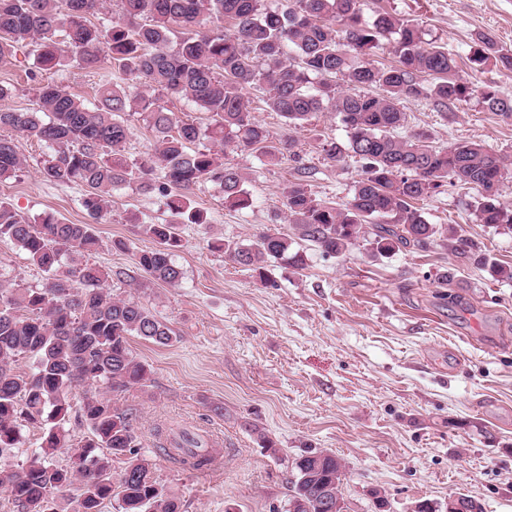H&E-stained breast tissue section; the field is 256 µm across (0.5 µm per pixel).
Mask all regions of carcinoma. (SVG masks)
Segmentation results:
<instances>
[{"mask_svg":"<svg viewBox=\"0 0 512 512\" xmlns=\"http://www.w3.org/2000/svg\"><path fill=\"white\" fill-rule=\"evenodd\" d=\"M108 2L0 0V60L23 50L39 70L70 63L99 70L107 56L143 87L133 91L114 83L107 69L93 106L41 83L34 108L0 109V180L24 163L17 138H34L47 149L44 177L83 186L81 205L91 218L110 214L112 190L127 185L164 197L181 222L205 224L207 214L195 201L203 183L216 186L233 209L253 204L242 170L222 161V154L254 150L273 162L286 149L249 110L244 91L256 88L290 126L319 112L336 113L348 140L324 144V159L341 163L350 155L362 167L342 203L317 199L302 178L288 183L284 214L295 236L267 230L249 244H211L259 279L274 261L303 267L299 240L326 256H339L360 239L380 256L426 245L436 235L435 225L415 203L446 181L477 192V223L512 231V206L500 201L504 156L473 142L441 148L427 144L422 132L398 135L405 122L398 107L403 98L431 96L448 110L476 98L487 110L512 118V97L493 82L478 85L456 77V60L447 48L426 40L420 25L388 12L368 24L360 0H286L280 11L261 10V0H118L126 20L94 23ZM141 16L148 22L132 23ZM226 17L235 22L231 35L220 29ZM386 40L396 64L380 67L371 57ZM469 62L511 71L512 51L481 34ZM336 77L351 89L336 90ZM428 77L434 79L430 89ZM156 91L193 102L213 123L202 129L181 120L158 102ZM128 112L138 113L153 134L150 152L139 159L125 151L131 137ZM205 139L218 149L204 145ZM144 232L154 245L136 253V269L148 279L177 284L181 272L174 255L181 239L174 225L146 224ZM446 239L463 255L475 251L452 225ZM3 240L24 251L47 278L43 287L30 289L0 274V457L22 447L26 425L43 428L41 446L26 462L0 471V487L21 512H60L58 496L76 480L81 494L68 503L70 512H99L114 492L121 512H180L179 497L159 482L154 464L139 452L136 416L112 407L110 398L148 380L149 369L134 354L131 338L166 346L172 329L140 301L105 291L106 274L85 260L99 246L93 225L69 223L53 213L31 223L0 201ZM479 262L494 278L512 280L511 266L485 257ZM21 359L32 360L28 370H17ZM79 390L83 396L75 407ZM72 417L90 430L77 443L68 428ZM213 447L209 436L177 427L168 430L158 451L199 471L213 464ZM59 448L70 453L66 468L46 463ZM116 459L123 468L114 483ZM293 464L296 473L312 478L290 490L312 501L321 487L343 484L344 467L331 453H307Z\"/></svg>","mask_w":512,"mask_h":512,"instance_id":"cac0c4a2","label":"carcinoma"}]
</instances>
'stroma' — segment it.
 I'll use <instances>...</instances> for the list:
<instances>
[{
    "label": "stroma",
    "instance_id": "stroma-1",
    "mask_svg": "<svg viewBox=\"0 0 512 512\" xmlns=\"http://www.w3.org/2000/svg\"><path fill=\"white\" fill-rule=\"evenodd\" d=\"M361 9L368 21L383 11L416 20L454 55L458 77L493 81L512 94V71H475L468 62L481 33L512 49V0H362ZM32 63L21 52L0 61V84L14 89L0 109L33 107ZM36 79L96 98L98 76L89 70L57 67ZM245 98L274 139L292 142L294 154L274 163L249 150L226 154L246 172L254 203L235 210L211 184L197 189L208 221L177 228L179 283L135 285L116 276L151 247L143 225L170 218L160 196L132 187L113 191L112 212L96 226L101 243L88 257L107 272L106 291L140 300L173 331L166 346L132 338L149 379L114 398L136 414L141 452L155 463L158 480L180 498L181 512H285L289 461L326 451L346 467L342 493L350 512H377V491L388 512H413L424 500L446 512L458 493L478 499L484 512H512V281L494 280L455 253L443 229L455 225L507 266L512 233L477 223L474 193L447 185L420 203L437 228L428 246L375 258L361 241L330 257L307 243L303 268L275 263L260 282L211 242L248 244L267 229L292 234L282 192L300 168H308L316 197L341 202L361 165L324 160L319 143L346 141L335 113L294 127L255 89ZM400 108L404 133L423 132L430 145L477 142L512 157V119L476 100L451 112L428 97L403 100ZM18 146L26 163L0 181V200L32 220L52 213L89 223L84 187L48 181L36 140L22 138ZM0 273L23 288L46 279L9 242H0ZM172 421L217 439L223 471L185 470L159 456L155 428Z\"/></svg>",
    "mask_w": 512,
    "mask_h": 512
}]
</instances>
